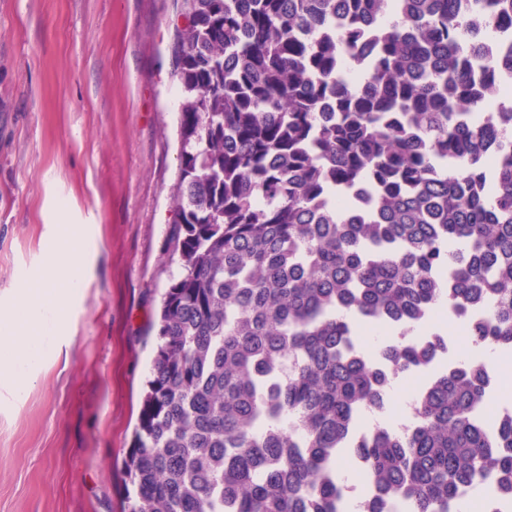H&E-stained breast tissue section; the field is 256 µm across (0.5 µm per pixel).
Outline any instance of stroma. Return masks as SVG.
<instances>
[{"label": "stroma", "instance_id": "1", "mask_svg": "<svg viewBox=\"0 0 512 512\" xmlns=\"http://www.w3.org/2000/svg\"><path fill=\"white\" fill-rule=\"evenodd\" d=\"M178 0H0V319L68 228L84 286L0 373V512H125L121 469L179 270Z\"/></svg>", "mask_w": 512, "mask_h": 512}]
</instances>
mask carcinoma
Instances as JSON below:
<instances>
[{
    "label": "carcinoma",
    "instance_id": "carcinoma-1",
    "mask_svg": "<svg viewBox=\"0 0 512 512\" xmlns=\"http://www.w3.org/2000/svg\"><path fill=\"white\" fill-rule=\"evenodd\" d=\"M181 0L162 296L127 512H461L512 491V413L437 320L512 350V0ZM397 332L374 356L366 332ZM409 424L364 430L402 373ZM397 380L400 382V388H394V391L388 400L387 407L389 405L396 406L400 402L407 403L410 396L413 395L417 388L424 382V378L415 373L401 374Z\"/></svg>",
    "mask_w": 512,
    "mask_h": 512
}]
</instances>
